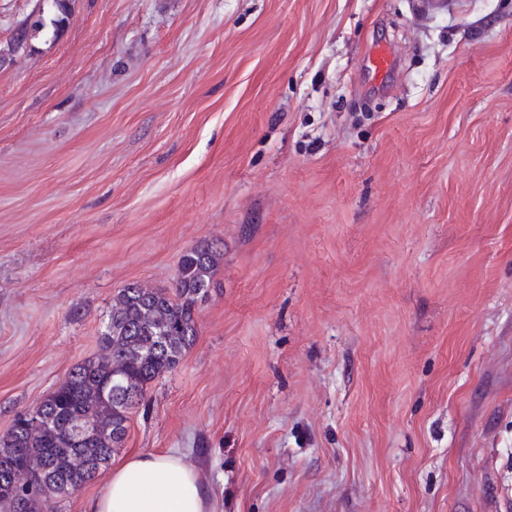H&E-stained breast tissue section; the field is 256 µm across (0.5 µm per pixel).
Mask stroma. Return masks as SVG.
Listing matches in <instances>:
<instances>
[{"label": "stroma", "instance_id": "1", "mask_svg": "<svg viewBox=\"0 0 512 512\" xmlns=\"http://www.w3.org/2000/svg\"><path fill=\"white\" fill-rule=\"evenodd\" d=\"M212 241L193 345L52 512L141 453L208 512H512V0H75L0 66V433Z\"/></svg>", "mask_w": 512, "mask_h": 512}]
</instances>
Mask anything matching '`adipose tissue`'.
Returning a JSON list of instances; mask_svg holds the SVG:
<instances>
[{"label":"adipose tissue","instance_id":"ef3b65f1","mask_svg":"<svg viewBox=\"0 0 512 512\" xmlns=\"http://www.w3.org/2000/svg\"><path fill=\"white\" fill-rule=\"evenodd\" d=\"M86 512H207L196 473L173 454L142 453L116 467Z\"/></svg>","mask_w":512,"mask_h":512}]
</instances>
